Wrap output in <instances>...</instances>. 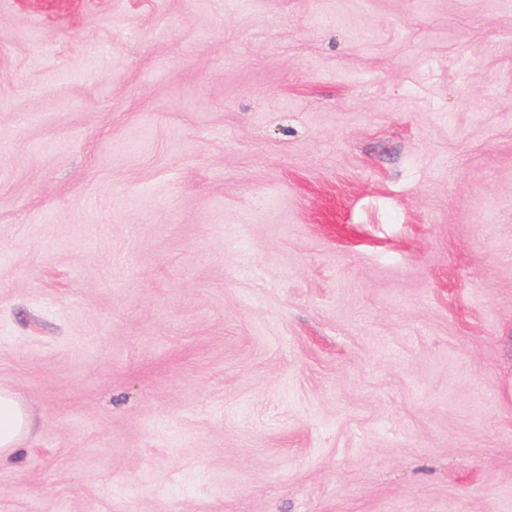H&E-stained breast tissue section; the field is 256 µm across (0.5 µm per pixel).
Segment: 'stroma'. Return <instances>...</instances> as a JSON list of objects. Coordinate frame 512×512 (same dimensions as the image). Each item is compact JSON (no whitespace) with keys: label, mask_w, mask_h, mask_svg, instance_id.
I'll use <instances>...</instances> for the list:
<instances>
[{"label":"stroma","mask_w":512,"mask_h":512,"mask_svg":"<svg viewBox=\"0 0 512 512\" xmlns=\"http://www.w3.org/2000/svg\"><path fill=\"white\" fill-rule=\"evenodd\" d=\"M0 512H512V0H0ZM30 426L27 408L11 391L0 389V461L18 449Z\"/></svg>","instance_id":"obj_1"}]
</instances>
